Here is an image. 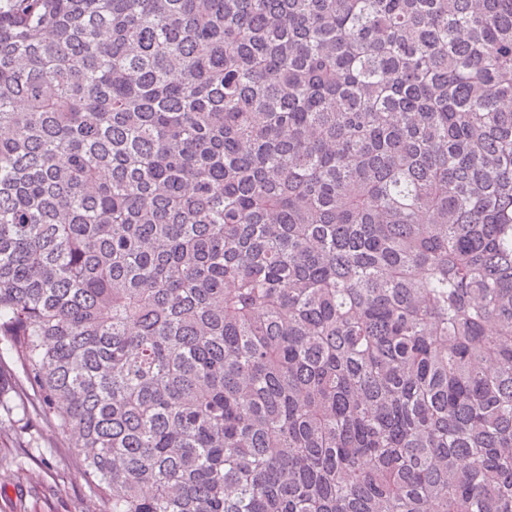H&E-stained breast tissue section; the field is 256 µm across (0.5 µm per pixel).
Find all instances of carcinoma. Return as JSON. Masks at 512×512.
<instances>
[{"mask_svg":"<svg viewBox=\"0 0 512 512\" xmlns=\"http://www.w3.org/2000/svg\"><path fill=\"white\" fill-rule=\"evenodd\" d=\"M0 348L106 512H512V0H0Z\"/></svg>","mask_w":512,"mask_h":512,"instance_id":"1","label":"carcinoma"}]
</instances>
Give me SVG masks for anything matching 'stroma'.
<instances>
[{"label":"stroma","mask_w":512,"mask_h":512,"mask_svg":"<svg viewBox=\"0 0 512 512\" xmlns=\"http://www.w3.org/2000/svg\"><path fill=\"white\" fill-rule=\"evenodd\" d=\"M25 447L0 436V512H99L67 442L32 410L16 409Z\"/></svg>","instance_id":"stroma-1"}]
</instances>
